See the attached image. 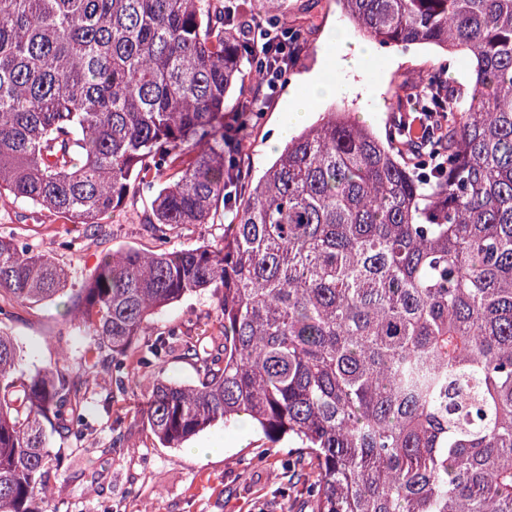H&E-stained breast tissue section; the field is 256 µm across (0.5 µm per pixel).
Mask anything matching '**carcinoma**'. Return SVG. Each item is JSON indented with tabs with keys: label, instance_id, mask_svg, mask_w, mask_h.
<instances>
[{
	"label": "carcinoma",
	"instance_id": "obj_1",
	"mask_svg": "<svg viewBox=\"0 0 512 512\" xmlns=\"http://www.w3.org/2000/svg\"><path fill=\"white\" fill-rule=\"evenodd\" d=\"M283 2L0 0V202L91 228L138 199L156 243L105 255L73 295L79 366L21 370L0 331V512H44L88 435L83 388L172 358L198 382L154 385L141 420L163 448L247 418L314 459L311 512H512V0H338L383 47L465 53L469 89L444 108L430 76L448 128L414 156L334 109L256 180L264 87L239 29ZM204 224L220 242L168 247ZM67 284L0 233V299ZM202 291L217 335L152 327Z\"/></svg>",
	"mask_w": 512,
	"mask_h": 512
}]
</instances>
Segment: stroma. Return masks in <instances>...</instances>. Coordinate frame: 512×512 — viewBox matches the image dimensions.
<instances>
[{"label": "stroma", "instance_id": "obj_1", "mask_svg": "<svg viewBox=\"0 0 512 512\" xmlns=\"http://www.w3.org/2000/svg\"><path fill=\"white\" fill-rule=\"evenodd\" d=\"M281 22L304 32L296 62L287 72L276 97L263 106L249 131L245 162L255 173L270 164V140L284 116L288 99L300 76L319 67L325 76L336 74L326 51L332 27L345 28L351 46L367 39L350 25L336 0H287ZM352 86L338 89L335 102L368 114L378 133H387L407 91L425 83L432 72L444 71L458 89L468 85L463 54L434 48H374L371 55H356ZM142 202L128 203L106 215L81 251L59 249L64 236H78L82 227L26 204L0 205V232L14 233L34 249L51 254L69 271V285L80 288L108 251L121 247L151 249L139 217ZM67 296L39 305H15L9 318L0 316V330L15 336L24 350L23 367L33 370L66 355L71 365L83 360L85 332L68 314ZM156 328L179 327L189 335L210 334L215 321L210 293L183 298L152 317ZM190 383L196 378L188 361L171 359L163 367L140 373L135 384L119 390L107 377H99L88 393V440L42 504L44 512H310L307 503L289 502L283 490L288 473L283 466L287 449L266 453L263 435L248 424L215 426L190 441L208 447L212 456L197 458L185 449L160 447L150 430L137 419L157 379ZM122 420L125 445H112V425Z\"/></svg>", "mask_w": 512, "mask_h": 512}]
</instances>
